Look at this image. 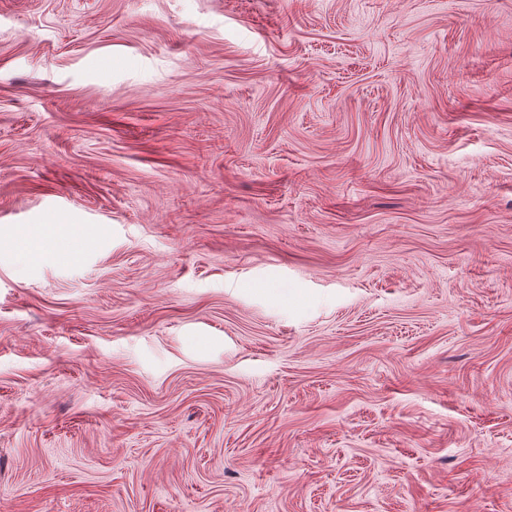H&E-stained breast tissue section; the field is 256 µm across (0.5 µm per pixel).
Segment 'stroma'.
<instances>
[{
    "label": "stroma",
    "instance_id": "1",
    "mask_svg": "<svg viewBox=\"0 0 512 512\" xmlns=\"http://www.w3.org/2000/svg\"><path fill=\"white\" fill-rule=\"evenodd\" d=\"M0 512H512V0H0ZM62 220H55L51 224L29 226L25 234L20 237L21 246H30L34 249L36 258L56 257L58 259L71 258L83 244L79 237L73 239L68 245L60 246L55 240L54 225L61 224Z\"/></svg>",
    "mask_w": 512,
    "mask_h": 512
}]
</instances>
